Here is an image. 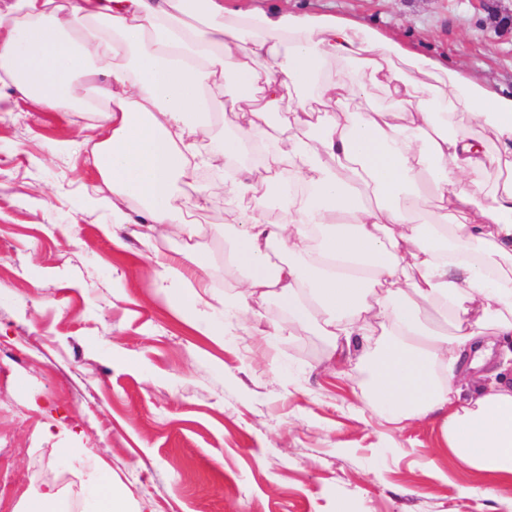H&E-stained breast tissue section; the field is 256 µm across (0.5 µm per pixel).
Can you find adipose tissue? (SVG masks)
<instances>
[{
    "label": "adipose tissue",
    "mask_w": 512,
    "mask_h": 512,
    "mask_svg": "<svg viewBox=\"0 0 512 512\" xmlns=\"http://www.w3.org/2000/svg\"><path fill=\"white\" fill-rule=\"evenodd\" d=\"M0 29V107L14 90L106 131L92 162L112 186L113 245L127 224L150 244L187 236L155 280L194 331L221 334L178 267L212 268L183 197L206 168L233 219L225 263L244 273L225 311L247 322L275 298V333L307 322L331 361L368 346L380 420H439L460 463L512 479V384L482 371L512 336V95L284 4L13 0Z\"/></svg>",
    "instance_id": "adipose-tissue-1"
}]
</instances>
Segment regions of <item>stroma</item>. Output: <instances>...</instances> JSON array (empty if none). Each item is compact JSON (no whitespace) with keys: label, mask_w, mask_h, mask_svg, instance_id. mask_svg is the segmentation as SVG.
<instances>
[{"label":"stroma","mask_w":512,"mask_h":512,"mask_svg":"<svg viewBox=\"0 0 512 512\" xmlns=\"http://www.w3.org/2000/svg\"><path fill=\"white\" fill-rule=\"evenodd\" d=\"M384 27L512 94V0H288ZM0 115V512L46 485L88 512L100 470L134 512H512V480L452 458L435 420L395 425L366 407L359 363L331 376L306 325L243 330L224 313L240 279L224 263L218 190L198 214L214 268L208 302L225 333L193 331L155 283L152 248L117 250L112 188L91 164L90 112L12 94Z\"/></svg>","instance_id":"35a3bbf8"}]
</instances>
